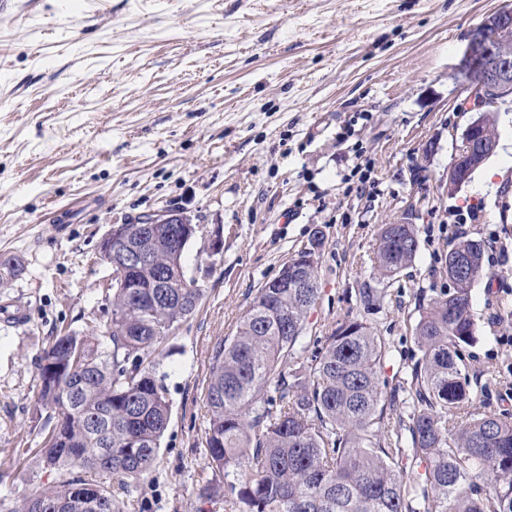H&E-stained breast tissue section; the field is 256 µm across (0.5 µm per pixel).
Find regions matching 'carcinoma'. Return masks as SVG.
<instances>
[{
  "mask_svg": "<svg viewBox=\"0 0 512 512\" xmlns=\"http://www.w3.org/2000/svg\"><path fill=\"white\" fill-rule=\"evenodd\" d=\"M130 244L146 245L152 259L112 279L110 345L67 333L38 357L49 427L39 462L61 481L9 512H103L104 504L119 512L112 485L96 476L111 475L128 493L155 466L171 414L156 346L204 292L163 225L144 239L132 234ZM322 246L318 230L213 350L205 390L212 477L201 495L224 498V512H512V421L469 414L470 380L459 365L475 338L470 297L483 242L463 239L448 250L453 290L422 312L410 387L388 395L390 347L352 311L326 335H308L317 266L301 271L309 288L295 287L290 270ZM418 247L415 225H381L375 283L357 289L364 310L382 306ZM21 271L16 258L1 257L0 288ZM399 398L407 420L397 426L391 406ZM75 469L83 476L69 477Z\"/></svg>",
  "mask_w": 512,
  "mask_h": 512,
  "instance_id": "cac0c4a2",
  "label": "carcinoma"
}]
</instances>
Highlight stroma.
<instances>
[{"label": "stroma", "instance_id": "obj_1", "mask_svg": "<svg viewBox=\"0 0 512 512\" xmlns=\"http://www.w3.org/2000/svg\"><path fill=\"white\" fill-rule=\"evenodd\" d=\"M512 0H7L0 5V500L52 485L35 462L47 431L36 358L52 337L104 329L112 225L181 209L223 234L184 252L204 298L156 347L172 411L154 469L121 512H224L200 497L211 471L205 387L214 346L257 289L324 244L310 334L356 307L383 224L419 247L380 309L359 317L392 346L389 383L419 352L413 328L451 284L448 228L497 234L512 252V153L456 193L447 171L471 114L455 78L471 30ZM365 195L346 192L357 168ZM476 340L461 349L469 410L512 420V256L471 293Z\"/></svg>", "mask_w": 512, "mask_h": 512}]
</instances>
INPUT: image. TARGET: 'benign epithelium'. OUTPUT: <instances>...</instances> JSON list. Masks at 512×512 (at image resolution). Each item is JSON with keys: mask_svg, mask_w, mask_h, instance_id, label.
Masks as SVG:
<instances>
[{"mask_svg": "<svg viewBox=\"0 0 512 512\" xmlns=\"http://www.w3.org/2000/svg\"><path fill=\"white\" fill-rule=\"evenodd\" d=\"M457 74L470 92L464 111L478 116L466 127L461 144L448 166V192L458 191L468 182L470 174L495 152L497 139L489 121L488 93L499 99L512 96V11L498 10L487 14L473 28L457 64ZM138 224H168L174 242L184 241L188 229L194 227L191 216L180 210L149 213L136 220ZM129 223L114 224L100 243V253L112 268V276L125 268L135 267L151 259L147 250L125 251L118 243L132 235Z\"/></svg>", "mask_w": 512, "mask_h": 512, "instance_id": "obj_1", "label": "benign epithelium"}]
</instances>
